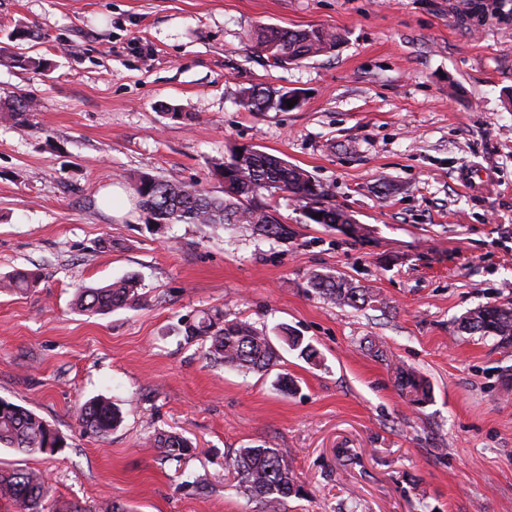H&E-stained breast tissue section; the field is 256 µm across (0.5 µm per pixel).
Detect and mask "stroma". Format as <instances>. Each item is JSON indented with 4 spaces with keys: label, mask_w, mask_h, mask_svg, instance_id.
<instances>
[{
    "label": "stroma",
    "mask_w": 512,
    "mask_h": 512,
    "mask_svg": "<svg viewBox=\"0 0 512 512\" xmlns=\"http://www.w3.org/2000/svg\"><path fill=\"white\" fill-rule=\"evenodd\" d=\"M263 24L341 40L272 67L254 46ZM18 27L35 35L16 51L49 67L0 65V100L34 103L26 126L0 122V277L39 279L0 292V399L65 439L23 461L50 480L46 512H259L226 463L257 445L302 487L284 512H512V342L459 329L512 305V0H0V40ZM252 87L300 103L248 112ZM241 147L304 170L358 233L307 223L284 193L269 203L285 242L147 223L130 176L220 196L213 165ZM474 169L491 182L465 185ZM315 273L377 300L333 304L308 288ZM131 274L138 304L73 309L77 288ZM218 312L289 328L318 357L285 349L246 375L210 364L184 328ZM398 365L429 380L430 403L400 394ZM99 395L123 412L105 437L76 421ZM169 432L192 443L177 462L152 444ZM198 473L207 489L187 486Z\"/></svg>",
    "instance_id": "1"
}]
</instances>
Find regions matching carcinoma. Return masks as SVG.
<instances>
[{"label":"carcinoma","mask_w":512,"mask_h":512,"mask_svg":"<svg viewBox=\"0 0 512 512\" xmlns=\"http://www.w3.org/2000/svg\"><path fill=\"white\" fill-rule=\"evenodd\" d=\"M255 36L257 47L277 67L298 65L322 55L335 48L339 41V35L313 26L297 30L263 26L255 31ZM282 97L283 94L267 88L252 89L244 93L240 105L248 112H264L279 107ZM32 109L33 103L28 97L16 96L0 104V120L24 126ZM243 151L245 154L240 159L234 151L214 165L216 173L224 178L222 197L209 195L193 185L140 176L133 189L147 214V222L209 226L251 224L267 239L285 240L288 226L272 215L265 201V194L278 192L289 194L299 203L305 216L310 209L322 206L323 218L317 221L310 218V223L334 224L341 220L347 224L351 221L344 212L325 205L327 191L320 186L319 193H314L310 189L311 178L302 169L267 152L248 147ZM31 282L32 273L16 270L0 279V290L22 291ZM308 286L339 306L360 309L374 299L369 289L353 284L342 275L315 273L309 277ZM139 288L140 279L135 274L101 287H83L77 291L75 306L88 315L105 313L137 303L141 298ZM460 329L502 340L512 339V306H482L461 319ZM185 334L190 340L198 337L210 340L205 351V358L210 362L244 373L266 370L279 359L277 349L263 331L246 322L226 320L219 314L203 316L187 325ZM280 340L288 350L299 352L307 360L317 355L311 343L286 327L282 328ZM395 382L399 391L417 406L432 400L431 385L409 368L397 367ZM77 421L83 429L103 437L120 423L121 412L108 399L95 397L79 407ZM154 443L176 461L191 448L189 441L177 433L160 434ZM62 445L63 438L47 421L21 405L0 399V447L33 456L53 452ZM231 466L240 492L257 502L261 512H281L288 498L301 493L287 461L275 448H240ZM51 492L50 484L37 470L17 467L0 471V502L8 505L7 512H42Z\"/></svg>","instance_id":"obj_1"}]
</instances>
